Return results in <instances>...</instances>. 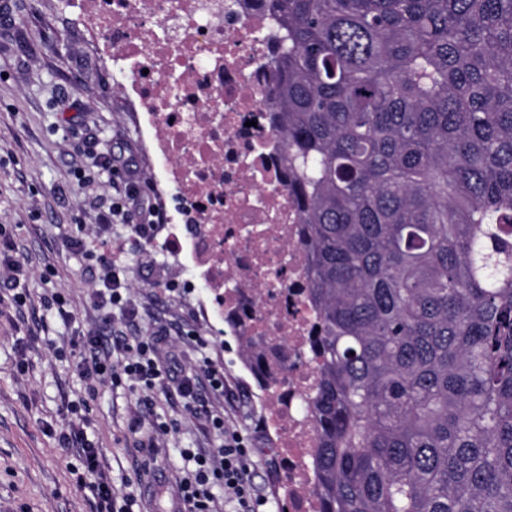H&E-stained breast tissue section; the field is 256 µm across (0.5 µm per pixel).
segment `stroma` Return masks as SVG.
Masks as SVG:
<instances>
[{
  "instance_id": "1",
  "label": "stroma",
  "mask_w": 512,
  "mask_h": 512,
  "mask_svg": "<svg viewBox=\"0 0 512 512\" xmlns=\"http://www.w3.org/2000/svg\"><path fill=\"white\" fill-rule=\"evenodd\" d=\"M11 8L9 25L0 27V225L15 231L34 303L19 311L0 305V512H95L93 490L76 484L78 449L61 450L54 435L70 423L82 426L99 448L117 489L134 470L163 468L161 484L151 496H138L134 512H169L184 468L181 449H211L218 442L179 399L158 396L146 414L137 393L124 386L105 385L95 398L85 397L77 371L79 334L116 336L127 329L119 320H104L91 299V271L63 244L75 225L96 223L93 203L112 181L103 172L95 183L78 186L74 144L86 139L106 150L120 142L137 159L144 191L166 215H174L177 199L160 179L150 141L135 133L136 106L106 78L111 54L79 32L66 0H12ZM127 261L139 332L166 324L204 340L201 348L181 341L185 363L205 355L223 370L230 392L212 397V408L251 434L254 481L271 512H283L281 463L267 428L265 396L246 368L241 341L218 318L204 317L208 293L186 256L141 243L130 246ZM48 267L58 272L50 284L42 277ZM172 280L173 290L167 287ZM51 286L66 294L72 321L40 305ZM82 398L86 408L69 412ZM170 419L177 420V431L155 435L154 422ZM148 440L154 448H145Z\"/></svg>"
}]
</instances>
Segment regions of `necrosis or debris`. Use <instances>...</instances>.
<instances>
[{
    "instance_id": "4bbe7bcc",
    "label": "necrosis or debris",
    "mask_w": 512,
    "mask_h": 512,
    "mask_svg": "<svg viewBox=\"0 0 512 512\" xmlns=\"http://www.w3.org/2000/svg\"><path fill=\"white\" fill-rule=\"evenodd\" d=\"M79 28L112 52V77L135 95L156 158L178 200L189 253L214 312L238 335L266 340L276 384L269 422L285 467L288 512H320L305 405L319 315L301 226L279 163L263 59L272 27L247 0H72Z\"/></svg>"
}]
</instances>
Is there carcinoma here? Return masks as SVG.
<instances>
[{
  "label": "carcinoma",
  "instance_id": "cac0c4a2",
  "mask_svg": "<svg viewBox=\"0 0 512 512\" xmlns=\"http://www.w3.org/2000/svg\"><path fill=\"white\" fill-rule=\"evenodd\" d=\"M260 2L321 512H512V0Z\"/></svg>",
  "mask_w": 512,
  "mask_h": 512
}]
</instances>
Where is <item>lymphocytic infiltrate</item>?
<instances>
[{"label":"lymphocytic infiltrate","mask_w":512,"mask_h":512,"mask_svg":"<svg viewBox=\"0 0 512 512\" xmlns=\"http://www.w3.org/2000/svg\"><path fill=\"white\" fill-rule=\"evenodd\" d=\"M77 154L93 158V166L112 174L111 192L99 206L94 227L77 225L64 239L65 246L81 255L95 274L94 304L107 311H118L122 321L136 325L139 310L131 297L130 270L123 258L122 242L108 236L110 225L124 224L136 241L150 242L164 229L158 205L141 190L143 175L125 149L94 152L90 144L76 148ZM28 271L16 256L12 238L0 231V292L16 307H23L31 297L25 287ZM175 341L170 327L160 326L140 336H116L113 339L94 334L81 340L79 375L88 396H95L99 386L125 385L140 394L144 409H151L158 395L177 394L184 409L203 420L220 437L221 447L208 452L181 449L188 461L179 486L180 512H215V488H223L224 497L235 502L236 512H262L268 500L253 481L254 450L249 435L227 426L223 414L214 412L208 393L224 390V375L208 362L186 369L177 357H162L164 347ZM60 448L81 449L84 471L76 478L78 486H92L96 492V512H133L134 494L112 486L96 448L83 438L75 426L61 428Z\"/></svg>","instance_id":"f902f5d3"}]
</instances>
